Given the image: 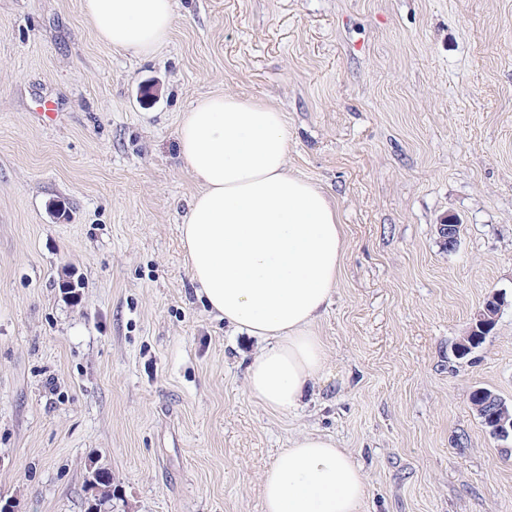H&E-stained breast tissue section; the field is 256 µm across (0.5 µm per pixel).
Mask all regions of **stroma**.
I'll use <instances>...</instances> for the list:
<instances>
[{
    "label": "stroma",
    "mask_w": 512,
    "mask_h": 512,
    "mask_svg": "<svg viewBox=\"0 0 512 512\" xmlns=\"http://www.w3.org/2000/svg\"><path fill=\"white\" fill-rule=\"evenodd\" d=\"M81 4L0 0V501L84 512L95 466L113 512H262L263 471L316 432L361 465L363 512H512V441L473 405L512 404V0H175L147 59ZM210 93L275 99L289 170L345 226L292 412L251 396L261 342L210 312L182 248L178 121Z\"/></svg>",
    "instance_id": "1"
}]
</instances>
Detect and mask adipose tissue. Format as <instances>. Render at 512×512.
<instances>
[{"label": "adipose tissue", "instance_id": "1", "mask_svg": "<svg viewBox=\"0 0 512 512\" xmlns=\"http://www.w3.org/2000/svg\"><path fill=\"white\" fill-rule=\"evenodd\" d=\"M97 38L134 56L168 40L173 0H82ZM178 149L200 192L180 226L191 278L210 311L263 341L247 367L251 395L285 413L301 406L324 362L315 326L345 253L328 195L287 167L280 106L236 94L198 98L178 127ZM263 512H361V466L332 438L309 433L261 477Z\"/></svg>", "mask_w": 512, "mask_h": 512}]
</instances>
